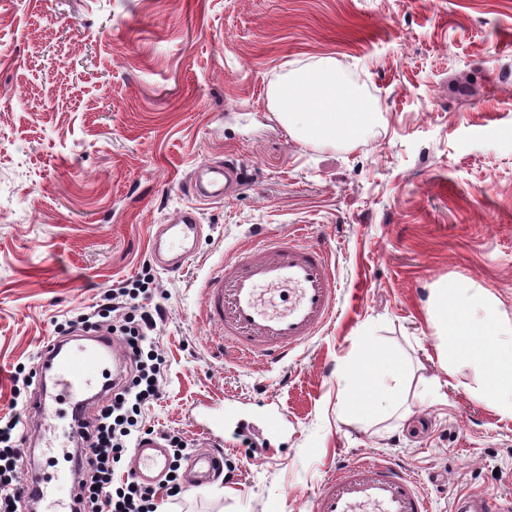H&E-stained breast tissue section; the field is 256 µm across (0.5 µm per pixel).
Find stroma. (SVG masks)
<instances>
[{
  "instance_id": "35a3bbf8",
  "label": "stroma",
  "mask_w": 512,
  "mask_h": 512,
  "mask_svg": "<svg viewBox=\"0 0 512 512\" xmlns=\"http://www.w3.org/2000/svg\"><path fill=\"white\" fill-rule=\"evenodd\" d=\"M330 60L377 106L371 137L290 134L269 105L292 70ZM240 172L237 195L197 202L193 170ZM201 210L184 270L151 258L156 225ZM304 229L325 246L338 315L287 362L219 355L207 274L245 243ZM151 275L162 397L146 426L224 431V473L158 512H312L357 457L391 458L431 512L460 491L512 495V417L446 366L431 288L480 289L512 325V0H0V417L16 367L112 284ZM373 342L401 364L399 412L359 419L342 371ZM278 411L268 439L254 403Z\"/></svg>"
}]
</instances>
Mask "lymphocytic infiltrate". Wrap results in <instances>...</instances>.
Listing matches in <instances>:
<instances>
[{
    "mask_svg": "<svg viewBox=\"0 0 512 512\" xmlns=\"http://www.w3.org/2000/svg\"><path fill=\"white\" fill-rule=\"evenodd\" d=\"M150 283L147 277L119 283L103 294L92 311L73 321L74 326L119 337L130 362L123 381L84 423L87 438L80 453L84 476L76 497L79 512H156L151 486L132 476L121 486L113 484L116 466L143 434L138 423L143 408L161 397L163 361L153 334L163 312L143 304L151 293ZM26 422L22 408L0 419V512H11L28 496L26 487L16 483Z\"/></svg>",
    "mask_w": 512,
    "mask_h": 512,
    "instance_id": "lymphocytic-infiltrate-1",
    "label": "lymphocytic infiltrate"
}]
</instances>
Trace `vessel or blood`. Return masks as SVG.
I'll use <instances>...</instances> for the list:
<instances>
[{
    "mask_svg": "<svg viewBox=\"0 0 512 512\" xmlns=\"http://www.w3.org/2000/svg\"><path fill=\"white\" fill-rule=\"evenodd\" d=\"M240 176L230 163L200 165L189 188L202 199L218 200L237 190ZM202 233L196 208L186 207L160 225L151 242V255L163 270L182 271ZM339 282L321 246L298 238L269 237L242 249L232 270L217 267L207 277L204 314L218 332L220 350L241 359L267 363L286 361L334 317ZM90 344L73 352L64 341L46 343L39 352L38 380L42 387L29 402V412L41 419L52 396L71 405L75 419L71 438L84 434L83 422L97 397H83L90 370L111 358L121 368L112 337L93 334ZM209 448L192 460L198 481L219 478L224 464L221 450L224 414L219 404L203 403L198 412ZM134 473L142 481H160L168 455L160 437L137 441ZM314 512H429L426 495L402 466L385 459L346 462L339 476L327 481L314 497ZM450 512H512V496L460 492Z\"/></svg>",
    "mask_w": 512,
    "mask_h": 512,
    "instance_id": "obj_1",
    "label": "vessel or blood"
}]
</instances>
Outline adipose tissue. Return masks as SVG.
<instances>
[{"label": "adipose tissue", "instance_id": "ef3b65f1", "mask_svg": "<svg viewBox=\"0 0 512 512\" xmlns=\"http://www.w3.org/2000/svg\"><path fill=\"white\" fill-rule=\"evenodd\" d=\"M277 120L307 142L350 143L374 123V103L347 82L335 64L302 67L275 84L270 93ZM430 310L451 363L470 367L478 390L512 414V351L498 345L503 322L486 295L462 297L448 285L434 288ZM362 417L397 410L401 368L366 347L351 368Z\"/></svg>", "mask_w": 512, "mask_h": 512}]
</instances>
